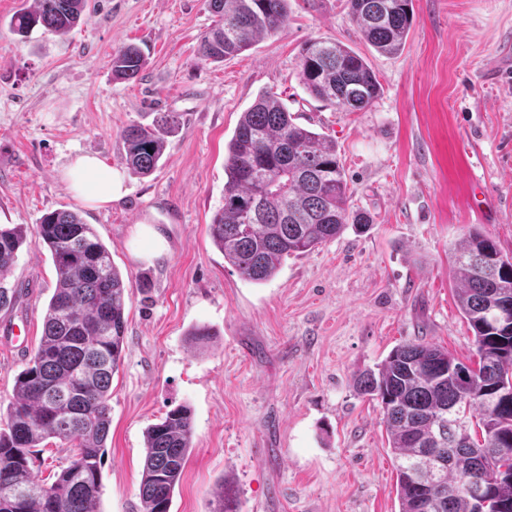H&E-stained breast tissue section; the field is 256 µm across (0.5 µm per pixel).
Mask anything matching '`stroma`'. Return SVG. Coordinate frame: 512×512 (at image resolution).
I'll use <instances>...</instances> for the list:
<instances>
[{
  "label": "stroma",
  "instance_id": "obj_1",
  "mask_svg": "<svg viewBox=\"0 0 512 512\" xmlns=\"http://www.w3.org/2000/svg\"><path fill=\"white\" fill-rule=\"evenodd\" d=\"M0 0V225L28 235L0 286V406L43 334L56 275L34 233L42 215L80 211L132 278L123 362L112 379L99 512H143L144 433L190 407L193 448L170 512H213L228 485L237 512H399L396 471L377 401L354 382L417 339L466 361L474 335L458 308L449 251L479 226L512 256V0H413L404 51L376 52L347 0H288L279 35L238 56L193 63L215 23L207 0H90L63 37L19 42ZM341 41L381 84L344 112L299 80L308 40ZM138 45L137 79H113L112 53ZM264 91L298 123L329 135L366 226L286 259L271 280L243 279L214 245L226 145ZM173 112L152 174L129 171L130 124ZM96 154L122 172L124 195L94 208L64 167ZM208 328L206 340L191 332Z\"/></svg>",
  "mask_w": 512,
  "mask_h": 512
}]
</instances>
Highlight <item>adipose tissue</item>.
<instances>
[{
  "mask_svg": "<svg viewBox=\"0 0 512 512\" xmlns=\"http://www.w3.org/2000/svg\"><path fill=\"white\" fill-rule=\"evenodd\" d=\"M74 195L84 203L102 207L123 195L121 174L95 156L76 158L65 170Z\"/></svg>",
  "mask_w": 512,
  "mask_h": 512,
  "instance_id": "adipose-tissue-1",
  "label": "adipose tissue"
}]
</instances>
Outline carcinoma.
I'll use <instances>...</instances> for the list:
<instances>
[{
	"mask_svg": "<svg viewBox=\"0 0 512 512\" xmlns=\"http://www.w3.org/2000/svg\"><path fill=\"white\" fill-rule=\"evenodd\" d=\"M350 16L378 52L403 50L413 0H348ZM88 0H33L10 20L25 39L36 27L58 35L84 19ZM219 21L198 39L196 65L220 62L278 34L288 0H208ZM142 50L112 53V77L132 80ZM299 78L314 98L345 112L369 107L380 82L349 46L313 39L301 50ZM178 128L174 113L131 124L120 138L134 174L149 175ZM224 206L210 234L224 260L247 280L269 281L288 257L306 255L367 224L353 209L336 142L295 122L288 106L265 92L243 112L227 143ZM56 272L40 343L17 376L0 430V512H99L101 450L111 425L112 377L124 351L130 280L92 225L74 210H55L36 225ZM26 241L22 226L0 227V278ZM458 307L474 333L477 361L466 364L434 343L395 347L377 371L361 374L359 394L380 403L396 470L399 512H512V258L478 228L451 251ZM193 438L191 410H169L145 434L143 512H169ZM70 445L67 465L51 482L34 474L35 449Z\"/></svg>",
	"mask_w": 512,
	"mask_h": 512,
	"instance_id": "carcinoma-1",
	"label": "carcinoma"
}]
</instances>
